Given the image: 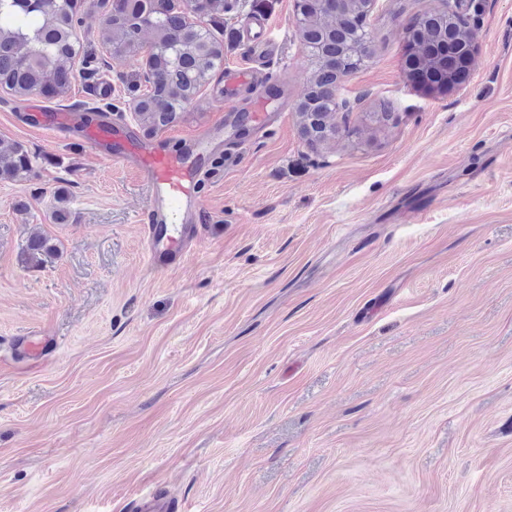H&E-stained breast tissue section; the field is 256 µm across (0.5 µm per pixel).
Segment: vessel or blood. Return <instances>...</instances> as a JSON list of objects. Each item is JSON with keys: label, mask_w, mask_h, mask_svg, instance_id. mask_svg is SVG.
<instances>
[{"label": "vessel or blood", "mask_w": 512, "mask_h": 512, "mask_svg": "<svg viewBox=\"0 0 512 512\" xmlns=\"http://www.w3.org/2000/svg\"><path fill=\"white\" fill-rule=\"evenodd\" d=\"M253 78L247 67L229 71L224 81L225 108L234 109L240 88ZM86 138L96 154L128 162L148 186L149 204L140 232L149 266L158 272L180 267L200 239V225L189 223L188 216L200 211L192 184L200 162L211 151V140L192 139L188 152L177 153L158 142L139 144L129 126L114 134L93 129ZM20 345L32 359H46L55 349L54 341L44 336L22 337Z\"/></svg>", "instance_id": "b4317fda"}]
</instances>
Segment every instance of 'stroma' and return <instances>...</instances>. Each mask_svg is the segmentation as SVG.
<instances>
[{
	"label": "stroma",
	"mask_w": 512,
	"mask_h": 512,
	"mask_svg": "<svg viewBox=\"0 0 512 512\" xmlns=\"http://www.w3.org/2000/svg\"><path fill=\"white\" fill-rule=\"evenodd\" d=\"M439 6L382 0L374 53L339 88L354 110L329 117L347 131L314 150L294 0H229L223 67L160 136L231 121L238 65L258 79L238 110L276 118L202 164V238L163 273L141 177L0 91V145L34 158L0 180V512H131L153 493L181 512H512V0H484L470 76L445 92L405 69L410 25ZM108 10L80 8L90 61L53 104L107 85L128 123L145 66L102 44ZM254 18L275 53L243 37ZM36 235L57 251L31 266ZM20 336L58 342L44 369ZM254 78L253 71L244 67L236 70H230L224 81V108L232 111L236 105L234 104L240 88L252 81Z\"/></svg>",
	"instance_id": "stroma-1"
}]
</instances>
